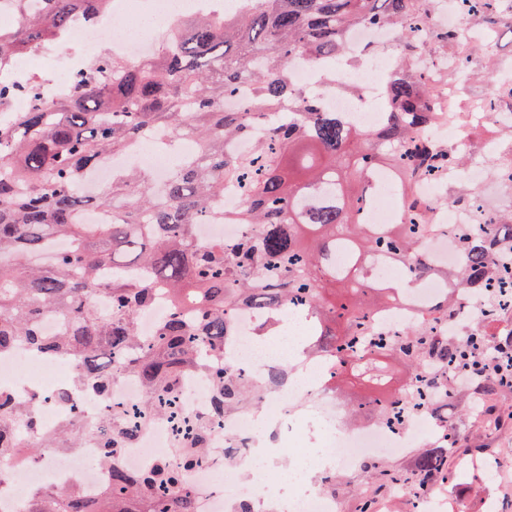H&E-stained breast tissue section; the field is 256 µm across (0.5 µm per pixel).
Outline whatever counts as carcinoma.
I'll list each match as a JSON object with an SVG mask.
<instances>
[{
	"label": "carcinoma",
	"instance_id": "carcinoma-1",
	"mask_svg": "<svg viewBox=\"0 0 512 512\" xmlns=\"http://www.w3.org/2000/svg\"><path fill=\"white\" fill-rule=\"evenodd\" d=\"M18 23L0 30V354L23 347L37 354L82 360L71 393L103 394L121 371L137 375L145 388L147 422L166 416L186 436L185 446L159 456L149 469L128 473L124 448L134 440L139 417L115 409L98 428L99 462L112 465L111 484L96 512H196L189 473L204 462L210 428L187 419L175 394L178 377L197 373L210 383L218 414L255 408L284 366L255 381L222 363L218 350L231 332L230 316L248 303L267 312L305 299L315 332L309 354L332 356L339 369L376 386L391 381V362L411 369L409 379L427 392L434 378L428 366L462 372L488 396L512 393V376L494 370L509 353L493 347L475 356L474 336L433 342L436 320L478 281L511 288L497 257L483 242L493 239L512 256V214L487 216L451 230L470 240L458 268L435 267L418 242L420 215L413 211L409 171L436 174L460 166L462 147L424 144L421 133L432 113L430 84L421 72L409 73L417 33L425 28L413 14L425 15L437 0H254L241 12L183 19L162 33V45L149 60L131 64L101 53L72 77L66 99L44 102L35 84L6 79L16 59L67 38L79 15L95 18L109 0H15ZM478 4L486 27L499 21L493 0ZM388 28L397 38L400 70L383 89L379 123L361 127L325 108L321 90L293 81L292 65L301 57L315 66L318 82L350 68V37L359 28ZM246 85L249 95L238 109L225 99ZM28 105L15 108L18 99ZM262 122L267 135L251 150L236 154L232 142L248 139ZM166 128L192 139L194 151L158 186L139 169L112 173L100 193L87 192L90 172L109 157L126 154L140 133ZM384 174L392 190L405 196L409 223L374 224V178ZM230 187L240 207L226 215L219 202ZM476 201L460 184L440 197L441 208ZM90 209L101 220L89 223ZM208 219L242 224L236 241L204 242L199 226ZM63 239L68 248L49 249ZM384 250L416 282L437 277L446 283L440 300L393 340L369 344L368 315L359 302L373 292L383 305L398 297L397 285H379L368 276ZM166 289L174 310L146 339L138 313L150 306L158 287ZM105 298V312L89 298ZM56 316L64 329L43 335L40 323ZM355 411L400 420L396 391L355 404ZM91 424L74 414L59 433L36 435L32 409L14 402L0 388V459L18 449L38 459L47 448H77ZM448 468V450L423 448L410 468L380 475L410 492ZM24 512H88L74 486L39 491Z\"/></svg>",
	"mask_w": 512,
	"mask_h": 512
}]
</instances>
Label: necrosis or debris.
<instances>
[{
    "mask_svg": "<svg viewBox=\"0 0 512 512\" xmlns=\"http://www.w3.org/2000/svg\"><path fill=\"white\" fill-rule=\"evenodd\" d=\"M132 0H112L105 17L98 23V37L83 46L81 54L40 49L16 61L11 76L21 83H35L48 100L68 97L71 78L83 64L85 56L97 55L101 44H108L110 53L138 62L150 57L156 45V25L171 23L189 16L213 14L224 9V0H133L141 12L155 19L152 27L127 21V5ZM430 19L437 28L454 30L455 51L447 66H439L430 56L428 44H421L414 58L418 68L427 71L434 92V118L427 136L439 141L452 135L465 140L482 134V146L492 157L512 159V147L487 136L488 128L499 125L504 113L487 107L463 111L456 94V83L464 60L470 59L472 39L469 35V15L461 9L448 12L436 10ZM353 50L365 45H385L384 53L372 58L355 72L337 70L322 96L327 109L347 113L349 119L365 126L377 123L379 115L369 104V96L380 90L383 77L395 71L398 59L396 46L389 31L366 28L355 31L350 39ZM355 83L361 93L355 97L343 95L345 84ZM191 146L173 141L167 130L158 129L139 140L127 155L99 166L89 179L90 192L106 186L112 172L125 167L152 172L156 183H163L173 160L188 155ZM457 170L445 172L442 180L416 177L411 185L412 196L419 201L425 214L420 242L436 266L452 267L461 259L460 246L446 232L447 225L469 224L474 220L466 208L443 210L435 198L445 183L455 181ZM444 285L431 278L404 289L400 298L375 309L370 316V328L383 335H396L413 323L422 308L437 299ZM276 317L287 326L279 346L260 341L254 327L266 314L248 305L232 312L233 327L224 342V360L238 371L261 378L275 364H287V378L267 396L261 409L250 413L240 411L219 417L215 432L209 439V452L203 465L191 473L189 482L198 502L199 512H229L239 500L276 480L274 471L256 468L254 461L259 449L279 448L301 424H314L325 434L318 448L300 455L294 480L296 485L287 495L275 497L270 512H343L342 499L324 490H301L300 482L312 475L333 472L350 473L364 458L385 451L405 456L417 446L446 445L448 431L433 411L412 413L404 425L393 426L372 420L352 430L337 426L342 401L327 377L335 369L333 359H311L294 347L302 330L304 307L292 301L288 307L276 310ZM447 331H436L435 340L445 332L474 334L490 344L512 333V296L502 299L500 306L488 308L484 291L471 290L448 312ZM74 361L33 354L19 348L0 357V387L12 390L19 400L34 409L42 435L49 436L61 426L66 412L54 399L67 383L59 372L75 374ZM144 397V386L132 373L114 377L107 396L84 395L75 403L88 420L96 422L111 414L113 407L134 409ZM178 434L165 422L141 425L136 439L123 455V466L135 472L151 465L158 456L176 446ZM99 439L85 438L74 450L46 449L41 461H30L25 454L15 455L5 481L0 482V512H21L36 489L45 482L76 485L89 505H96L111 480L110 469L98 464Z\"/></svg>",
    "mask_w": 512,
    "mask_h": 512,
    "instance_id": "1",
    "label": "necrosis or debris"
}]
</instances>
